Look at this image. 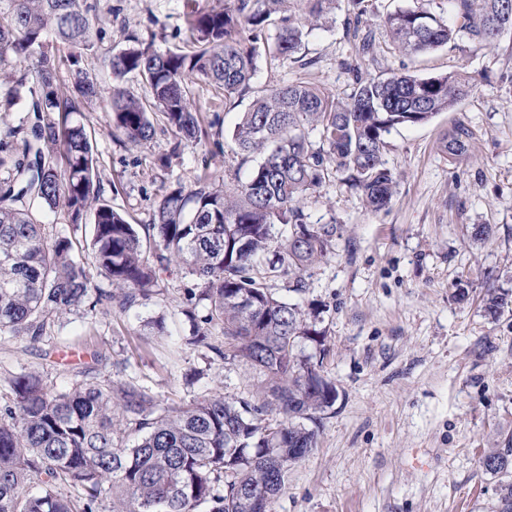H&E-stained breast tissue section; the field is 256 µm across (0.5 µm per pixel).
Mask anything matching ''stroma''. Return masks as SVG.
Returning a JSON list of instances; mask_svg holds the SVG:
<instances>
[{
  "mask_svg": "<svg viewBox=\"0 0 512 512\" xmlns=\"http://www.w3.org/2000/svg\"><path fill=\"white\" fill-rule=\"evenodd\" d=\"M95 3L100 22L79 66L102 95L86 105L83 122L101 201L125 213L144 238L168 188L193 189L206 172L229 186L246 181L252 165L231 132L254 98L293 82L347 97L345 63L355 49L344 22L355 13L374 39L375 58L361 65L365 76L460 68L481 75L455 111L388 135L383 160L398 180L388 207L369 211L335 172L301 203L307 223L341 225V235L320 264L266 283L316 312L324 343L302 342V353L320 361L339 396L315 448L290 467L272 512H496L504 477L484 471L480 459L512 447V310L489 313L482 298L492 287L512 289V32L488 48L460 38L412 58L387 36L384 15L423 6L449 22L448 0H335L294 58L259 62L244 96L190 84L207 130L201 142H177L160 125L152 139L128 145L109 125L106 96L118 83L143 97L148 89L132 74L115 81L112 55L137 38L161 52L188 50L185 13L219 9L225 0ZM458 123L472 139L469 158L454 163L441 139ZM42 220L49 238L74 237L77 259L91 263V227L73 231L61 209L44 211ZM478 224L491 225L492 234L474 240ZM460 287L462 299L455 296ZM206 309L196 278L169 265L158 271L150 299L127 312L83 306L64 316L49 359L23 338L0 339V385L36 371L64 389L86 372L141 387L161 407L216 393L229 401L251 395L259 378L248 363L188 345L191 318ZM95 352L100 362L92 361Z\"/></svg>",
  "mask_w": 512,
  "mask_h": 512,
  "instance_id": "1",
  "label": "stroma"
}]
</instances>
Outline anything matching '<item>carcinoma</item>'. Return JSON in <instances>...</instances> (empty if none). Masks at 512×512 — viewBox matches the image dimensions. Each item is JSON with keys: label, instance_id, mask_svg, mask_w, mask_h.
Instances as JSON below:
<instances>
[{"label": "carcinoma", "instance_id": "1", "mask_svg": "<svg viewBox=\"0 0 512 512\" xmlns=\"http://www.w3.org/2000/svg\"><path fill=\"white\" fill-rule=\"evenodd\" d=\"M0 12V62L38 54L29 89L37 122L34 159L15 165L0 182V337H24L34 348L60 317L88 304L125 312L148 298L155 266L135 225L100 200L96 159L84 105L99 90L78 69L77 49L90 46L98 21L88 0H5ZM281 0H231L222 9L192 10L186 26L196 50L159 53L152 44L112 56L116 79L139 76L147 101L113 87L109 125L131 144L150 140L154 117L179 141L207 136L187 85L204 81L224 96L249 90L262 56L290 57L303 27L287 19L273 25ZM333 0H303L318 21ZM456 23L424 8H397L384 27L392 42L418 57L463 35L483 47L512 30V0H451ZM275 26L271 39L265 38ZM73 48L66 58L42 47L48 35ZM75 68L72 88L58 84L62 65ZM351 93L339 101L321 88L296 82L273 89L242 113L233 139L244 157L260 161L248 180L232 188L204 173L194 189H170L157 203L156 255L175 262L200 282L208 302L200 322L223 327L224 341L196 327L190 344L227 360L251 362L263 377L249 398L212 395L156 410L142 388L110 381L76 382L65 391L43 375L10 377L0 392V512H260L288 480L301 449L316 447L321 415L336 402V385L319 365L299 355L301 340L324 332L308 313L277 297L265 275L285 266L301 272L321 262L341 234L339 224H308L300 208L325 172L343 175L373 211L386 208L396 178L385 167L386 135L398 125L424 124L453 111L477 87L468 71L417 77L409 73L365 77L360 64ZM319 135L313 148L311 132ZM471 132L456 124L443 139L448 158L469 152ZM67 212L73 230L93 226V265L108 283L92 284L73 256V240H48L33 202ZM486 309L512 307V293L490 288ZM491 474L512 470V448L481 460ZM69 487L74 496L63 493Z\"/></svg>", "mask_w": 512, "mask_h": 512}]
</instances>
